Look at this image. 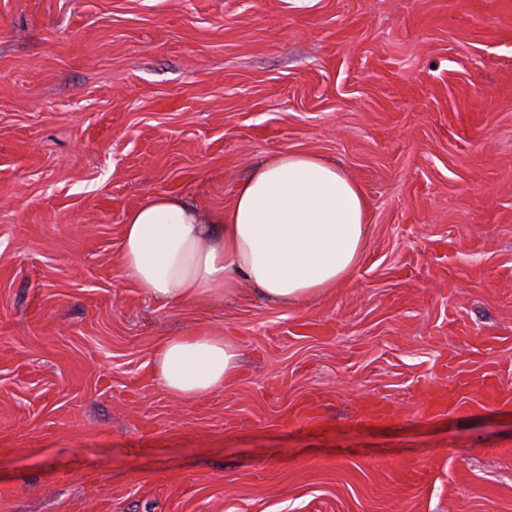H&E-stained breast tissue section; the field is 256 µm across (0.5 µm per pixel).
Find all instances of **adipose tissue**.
<instances>
[{
	"instance_id": "adipose-tissue-1",
	"label": "adipose tissue",
	"mask_w": 512,
	"mask_h": 512,
	"mask_svg": "<svg viewBox=\"0 0 512 512\" xmlns=\"http://www.w3.org/2000/svg\"><path fill=\"white\" fill-rule=\"evenodd\" d=\"M365 237L360 187L322 157L285 151L252 166L210 219L177 195L131 210L119 263L166 306L219 303L245 288L288 305L349 283ZM239 370L238 341L213 331L166 337L153 354L154 383L181 402L223 388Z\"/></svg>"
}]
</instances>
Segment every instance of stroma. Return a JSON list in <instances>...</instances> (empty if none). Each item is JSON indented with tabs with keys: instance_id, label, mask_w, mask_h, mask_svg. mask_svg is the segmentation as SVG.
Masks as SVG:
<instances>
[{
	"instance_id": "1",
	"label": "stroma",
	"mask_w": 512,
	"mask_h": 512,
	"mask_svg": "<svg viewBox=\"0 0 512 512\" xmlns=\"http://www.w3.org/2000/svg\"><path fill=\"white\" fill-rule=\"evenodd\" d=\"M286 150L365 194L351 283L122 277L129 211L224 210ZM193 329L242 366L180 403L153 349ZM487 372L512 390V0H0V512H512V402L457 385Z\"/></svg>"
}]
</instances>
